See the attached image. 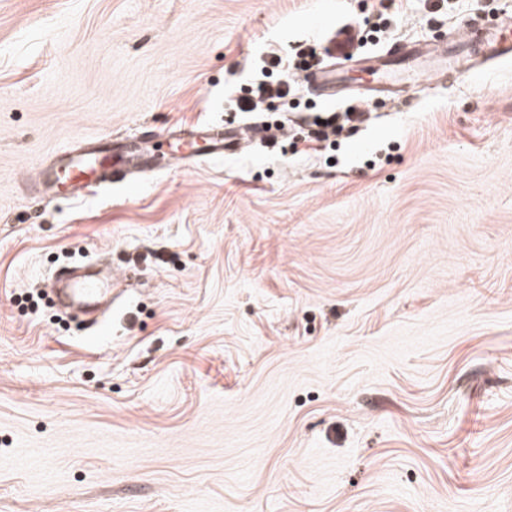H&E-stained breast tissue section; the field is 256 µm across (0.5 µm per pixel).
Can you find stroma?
I'll use <instances>...</instances> for the list:
<instances>
[{
  "label": "stroma",
  "mask_w": 512,
  "mask_h": 512,
  "mask_svg": "<svg viewBox=\"0 0 512 512\" xmlns=\"http://www.w3.org/2000/svg\"><path fill=\"white\" fill-rule=\"evenodd\" d=\"M385 14L452 43L512 0H0V512H512V65L372 92L287 136L80 200L26 191L88 137L248 123L260 59ZM101 335L25 296L77 255ZM319 113H313V119L311 124L315 126L312 129L313 134L318 140L327 141L330 136L335 137L337 133H340L344 125L352 127V123L360 120L358 112L354 105L347 106L343 112H336L335 109H323L316 111ZM321 120V123H318ZM338 137V136H336Z\"/></svg>",
  "instance_id": "stroma-1"
}]
</instances>
